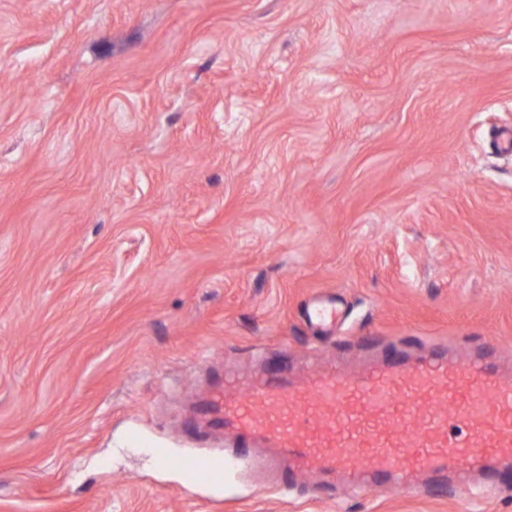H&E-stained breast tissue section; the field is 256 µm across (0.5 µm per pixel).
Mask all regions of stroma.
Listing matches in <instances>:
<instances>
[{
    "label": "stroma",
    "instance_id": "1",
    "mask_svg": "<svg viewBox=\"0 0 512 512\" xmlns=\"http://www.w3.org/2000/svg\"><path fill=\"white\" fill-rule=\"evenodd\" d=\"M508 135L512 0H0V512H512L172 463L256 348L512 345Z\"/></svg>",
    "mask_w": 512,
    "mask_h": 512
}]
</instances>
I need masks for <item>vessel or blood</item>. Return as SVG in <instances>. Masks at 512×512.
I'll return each mask as SVG.
<instances>
[{
  "label": "vessel or blood",
  "mask_w": 512,
  "mask_h": 512,
  "mask_svg": "<svg viewBox=\"0 0 512 512\" xmlns=\"http://www.w3.org/2000/svg\"><path fill=\"white\" fill-rule=\"evenodd\" d=\"M196 409L234 441L230 454L180 460L196 486L223 483L241 462L284 494L307 475L328 488L385 482L411 494L432 482L512 473V378L479 355L395 352L370 367L333 363L300 377L269 364Z\"/></svg>",
  "instance_id": "1"
}]
</instances>
